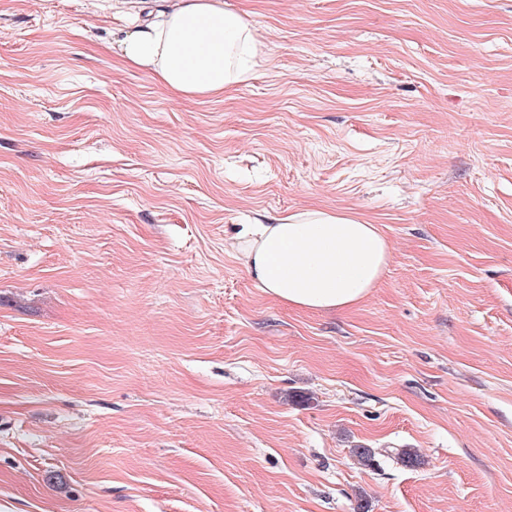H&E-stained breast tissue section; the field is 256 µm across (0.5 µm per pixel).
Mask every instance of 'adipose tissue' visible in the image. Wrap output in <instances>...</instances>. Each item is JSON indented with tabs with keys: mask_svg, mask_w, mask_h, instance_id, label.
I'll return each instance as SVG.
<instances>
[{
	"mask_svg": "<svg viewBox=\"0 0 512 512\" xmlns=\"http://www.w3.org/2000/svg\"><path fill=\"white\" fill-rule=\"evenodd\" d=\"M257 29L225 0H170L154 21L129 24L121 58L179 96L220 97L263 59ZM235 251L256 288L309 311H343L376 288L391 255L378 225L310 208L239 229Z\"/></svg>",
	"mask_w": 512,
	"mask_h": 512,
	"instance_id": "obj_1",
	"label": "adipose tissue"
}]
</instances>
